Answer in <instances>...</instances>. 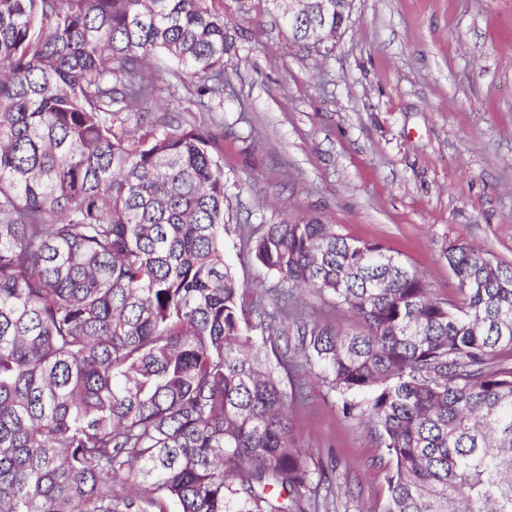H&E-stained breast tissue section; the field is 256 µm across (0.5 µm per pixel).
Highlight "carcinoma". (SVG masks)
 Here are the masks:
<instances>
[{
    "instance_id": "cac0c4a2",
    "label": "carcinoma",
    "mask_w": 512,
    "mask_h": 512,
    "mask_svg": "<svg viewBox=\"0 0 512 512\" xmlns=\"http://www.w3.org/2000/svg\"><path fill=\"white\" fill-rule=\"evenodd\" d=\"M210 2L0 0V512H307L304 363L385 449V512H512V264L455 240L440 298L306 216L246 232L279 288L246 308L216 137L145 110L157 54L223 98ZM294 305L298 312L306 319H319L329 322H345L354 326L357 321L349 319L344 313L336 308L334 301L327 296H321L309 290L294 291Z\"/></svg>"
}]
</instances>
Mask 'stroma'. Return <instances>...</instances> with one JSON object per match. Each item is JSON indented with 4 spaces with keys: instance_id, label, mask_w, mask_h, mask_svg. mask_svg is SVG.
I'll return each instance as SVG.
<instances>
[{
    "instance_id": "35a3bbf8",
    "label": "stroma",
    "mask_w": 512,
    "mask_h": 512,
    "mask_svg": "<svg viewBox=\"0 0 512 512\" xmlns=\"http://www.w3.org/2000/svg\"><path fill=\"white\" fill-rule=\"evenodd\" d=\"M235 44L223 101H199L156 56L160 112L219 140L224 259L248 299L276 278L239 232L315 215L377 242L438 296L456 283L443 251L464 239L512 262V0H353L338 37L295 41L267 0H213ZM315 512H383L388 459L335 392L310 380L291 408Z\"/></svg>"
}]
</instances>
